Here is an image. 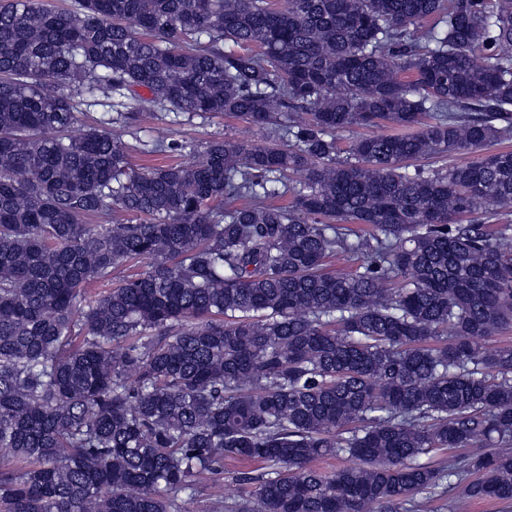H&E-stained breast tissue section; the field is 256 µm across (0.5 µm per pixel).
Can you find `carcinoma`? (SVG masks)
I'll return each instance as SVG.
<instances>
[{"instance_id":"1","label":"carcinoma","mask_w":512,"mask_h":512,"mask_svg":"<svg viewBox=\"0 0 512 512\" xmlns=\"http://www.w3.org/2000/svg\"><path fill=\"white\" fill-rule=\"evenodd\" d=\"M161 112L288 147L141 171ZM509 139L512 0H0V512H183L228 456L208 512H512ZM478 153H470L467 151H460L455 152L454 154L448 155L444 158H438V159H421L417 161L410 162L409 171H412L415 168H424V169H442L445 170L446 168L462 163L464 161L473 159L477 156Z\"/></svg>"}]
</instances>
